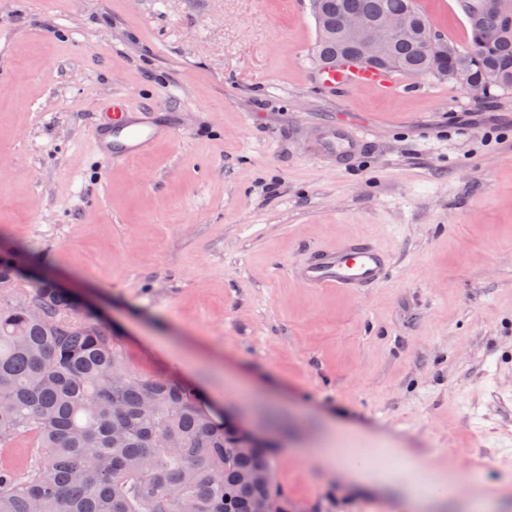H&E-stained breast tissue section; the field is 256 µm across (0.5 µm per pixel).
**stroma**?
<instances>
[{"label":"stroma","mask_w":512,"mask_h":512,"mask_svg":"<svg viewBox=\"0 0 512 512\" xmlns=\"http://www.w3.org/2000/svg\"><path fill=\"white\" fill-rule=\"evenodd\" d=\"M457 45L460 0H417ZM310 0H0V257L97 310L143 377L198 386L270 441L292 512H395L324 453L447 475L446 512H512V90L316 86ZM174 129L107 164L101 101ZM364 123L347 166L313 154ZM362 239L388 278L307 287Z\"/></svg>","instance_id":"stroma-1"}]
</instances>
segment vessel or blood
I'll return each instance as SVG.
<instances>
[{
	"instance_id": "vessel-or-blood-1",
	"label": "vessel or blood",
	"mask_w": 512,
	"mask_h": 512,
	"mask_svg": "<svg viewBox=\"0 0 512 512\" xmlns=\"http://www.w3.org/2000/svg\"><path fill=\"white\" fill-rule=\"evenodd\" d=\"M318 84L326 89L354 90L371 88L382 94H396L402 89L400 78L392 72L357 62L344 61L335 68L317 73ZM158 126L133 119L114 103L108 104L95 139L94 149L104 159L121 163L147 153L160 139ZM362 136L343 127L328 128L316 150L344 162L362 147ZM389 271L383 250L367 241L356 239L339 247L320 249L315 259L299 269L298 275L311 288L333 287L357 293L383 281Z\"/></svg>"
}]
</instances>
